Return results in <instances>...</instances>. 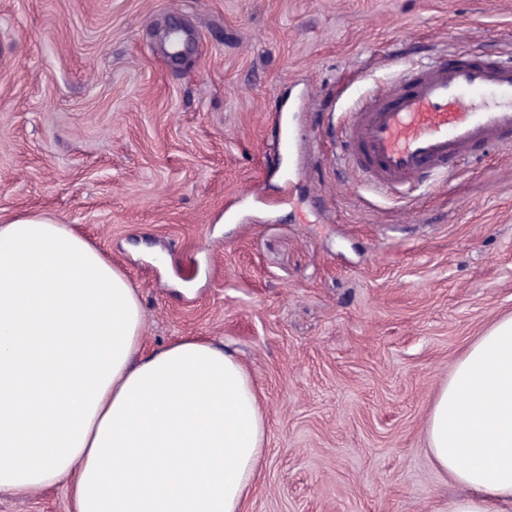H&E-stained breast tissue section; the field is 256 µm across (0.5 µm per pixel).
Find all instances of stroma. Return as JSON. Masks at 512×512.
<instances>
[{
  "label": "stroma",
  "instance_id": "35a3bbf8",
  "mask_svg": "<svg viewBox=\"0 0 512 512\" xmlns=\"http://www.w3.org/2000/svg\"><path fill=\"white\" fill-rule=\"evenodd\" d=\"M462 50L512 59V0H0V221L47 215L107 253L145 349L238 355L268 417L247 512H448L461 492L426 422L512 314V151L405 195L336 157L367 96ZM0 512L72 505L57 485Z\"/></svg>",
  "mask_w": 512,
  "mask_h": 512
}]
</instances>
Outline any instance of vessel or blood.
I'll use <instances>...</instances> for the list:
<instances>
[{"label": "vessel or blood", "mask_w": 512, "mask_h": 512, "mask_svg": "<svg viewBox=\"0 0 512 512\" xmlns=\"http://www.w3.org/2000/svg\"><path fill=\"white\" fill-rule=\"evenodd\" d=\"M351 166L386 192L454 175L490 144L512 146V65L451 55L379 88L345 127Z\"/></svg>", "instance_id": "1"}]
</instances>
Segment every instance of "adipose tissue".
I'll return each mask as SVG.
<instances>
[{"label":"adipose tissue","mask_w":512,"mask_h":512,"mask_svg":"<svg viewBox=\"0 0 512 512\" xmlns=\"http://www.w3.org/2000/svg\"><path fill=\"white\" fill-rule=\"evenodd\" d=\"M137 288L79 231L0 224V495L66 485L73 512H243L266 411L218 343L142 342ZM448 512L512 505V316L472 342L426 423Z\"/></svg>","instance_id":"ef3b65f1"}]
</instances>
